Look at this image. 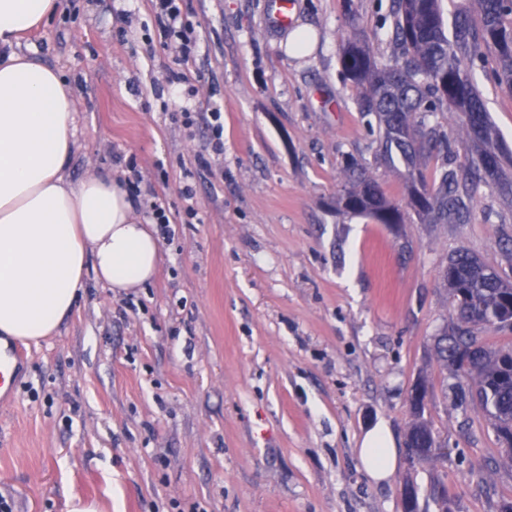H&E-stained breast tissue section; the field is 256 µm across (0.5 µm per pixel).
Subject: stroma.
Wrapping results in <instances>:
<instances>
[{
	"label": "stroma",
	"instance_id": "1",
	"mask_svg": "<svg viewBox=\"0 0 512 512\" xmlns=\"http://www.w3.org/2000/svg\"><path fill=\"white\" fill-rule=\"evenodd\" d=\"M391 0H296L310 53H287L268 0H187L200 34L191 84L203 109L185 127L167 70L175 60L150 0H64L22 50L76 96L77 182L135 158V207L165 195L170 230L156 276L124 292L87 272L55 336L27 346L14 394H0V497L13 512H403L402 489L443 484L453 512H498L512 467L484 410L455 406L435 336L455 321L439 272L465 249L512 281V201L482 188L462 223L409 215L382 224L337 207L344 164H370L404 203V166L374 162L378 130L358 110L339 50L393 45ZM478 89L505 155L512 92L492 68ZM221 105L224 152L204 106ZM198 215L188 218L187 206ZM444 452L410 464V393ZM398 449L382 482L363 471L364 434Z\"/></svg>",
	"mask_w": 512,
	"mask_h": 512
}]
</instances>
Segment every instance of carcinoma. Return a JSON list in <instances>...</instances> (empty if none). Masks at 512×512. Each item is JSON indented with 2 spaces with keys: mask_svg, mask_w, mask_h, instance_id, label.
I'll return each instance as SVG.
<instances>
[{
  "mask_svg": "<svg viewBox=\"0 0 512 512\" xmlns=\"http://www.w3.org/2000/svg\"><path fill=\"white\" fill-rule=\"evenodd\" d=\"M474 9L462 8L452 33H447L440 0H393L391 35L398 53L381 63L368 48L349 39L342 46L340 63L345 74L361 87L359 111L378 127L376 159L388 167L405 164L408 182L406 205L429 224L461 220L482 184L512 195V182L501 181L503 162L474 82L476 64L486 53L496 60L500 85L512 90V0H471ZM456 112L458 128L441 129L439 115ZM464 152L467 162L458 171H434L432 183L420 172L422 162L435 155L451 157ZM344 210L369 214L382 224L403 223L399 206L390 202L368 173L367 163L346 166V186L338 199ZM456 310V323L436 338L435 357L451 374L465 382L472 400L486 412L505 463L512 465V348L493 349L479 336L485 328H509L512 282L464 250L448 258L440 271ZM422 397L410 401L414 419L407 436L422 445L418 463L435 461L441 444L423 419L428 387L420 382ZM404 512H451L446 491L432 490L421 498L410 481L402 493Z\"/></svg>",
  "mask_w": 512,
  "mask_h": 512,
  "instance_id": "carcinoma-1",
  "label": "carcinoma"
}]
</instances>
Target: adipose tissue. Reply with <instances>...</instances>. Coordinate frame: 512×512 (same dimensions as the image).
Returning <instances> with one entry per match:
<instances>
[{
  "label": "adipose tissue",
  "mask_w": 512,
  "mask_h": 512,
  "mask_svg": "<svg viewBox=\"0 0 512 512\" xmlns=\"http://www.w3.org/2000/svg\"><path fill=\"white\" fill-rule=\"evenodd\" d=\"M61 0H0V334L39 343L73 309L86 271L108 287L137 288L157 269L159 243L111 175L72 182L74 91L59 72L19 52ZM366 474L397 466L387 431L359 449Z\"/></svg>",
  "instance_id": "ef3b65f1"
}]
</instances>
